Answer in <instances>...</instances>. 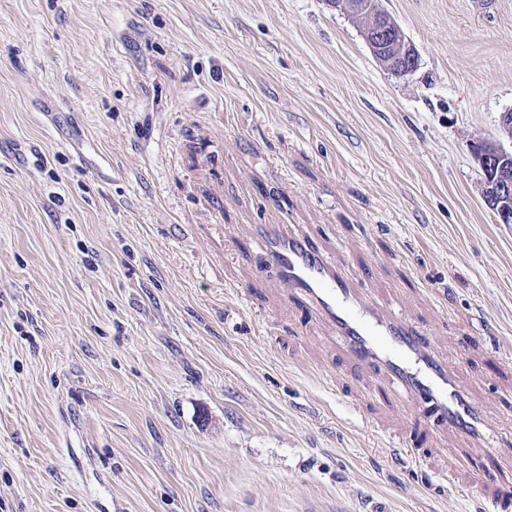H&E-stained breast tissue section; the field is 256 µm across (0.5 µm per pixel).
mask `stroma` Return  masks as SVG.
Wrapping results in <instances>:
<instances>
[{
	"label": "stroma",
	"instance_id": "1",
	"mask_svg": "<svg viewBox=\"0 0 512 512\" xmlns=\"http://www.w3.org/2000/svg\"><path fill=\"white\" fill-rule=\"evenodd\" d=\"M379 5L410 75L327 0H0V512L512 499V457L436 446L252 258L255 225L311 235L512 448V225L471 151L512 110V0Z\"/></svg>",
	"mask_w": 512,
	"mask_h": 512
}]
</instances>
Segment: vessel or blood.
I'll return each instance as SVG.
<instances>
[{"instance_id": "vessel-or-blood-1", "label": "vessel or blood", "mask_w": 512, "mask_h": 512, "mask_svg": "<svg viewBox=\"0 0 512 512\" xmlns=\"http://www.w3.org/2000/svg\"><path fill=\"white\" fill-rule=\"evenodd\" d=\"M254 236L258 264L272 270L290 297L309 309L348 363L379 376L395 398L429 405L439 430L469 438L485 457L503 456L486 432L483 405L438 344L385 309L311 236L284 224L256 225Z\"/></svg>"}]
</instances>
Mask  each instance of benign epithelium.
I'll return each mask as SVG.
<instances>
[{
    "label": "benign epithelium",
    "instance_id": "7a95c632",
    "mask_svg": "<svg viewBox=\"0 0 512 512\" xmlns=\"http://www.w3.org/2000/svg\"><path fill=\"white\" fill-rule=\"evenodd\" d=\"M340 9H347L364 20L365 36L373 56L384 59L387 51L396 45L404 49L394 55L393 71L409 74L418 67V55L406 40L400 27L379 8L378 0H328ZM483 171V197L496 214L500 224H512V148L501 143L479 142L472 146Z\"/></svg>",
    "mask_w": 512,
    "mask_h": 512
}]
</instances>
